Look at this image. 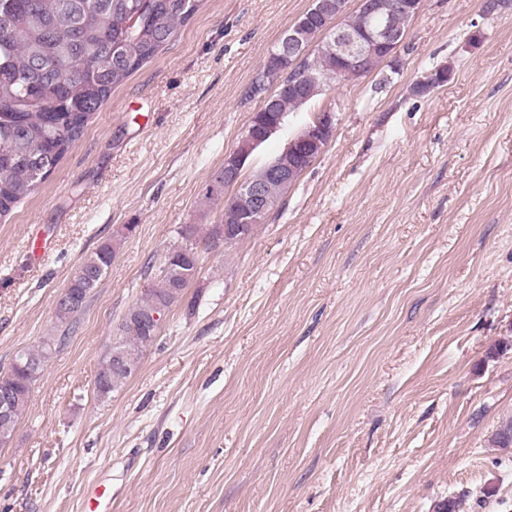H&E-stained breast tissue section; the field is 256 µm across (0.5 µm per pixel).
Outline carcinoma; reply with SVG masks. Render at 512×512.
<instances>
[{"mask_svg": "<svg viewBox=\"0 0 512 512\" xmlns=\"http://www.w3.org/2000/svg\"><path fill=\"white\" fill-rule=\"evenodd\" d=\"M202 0H0V217L10 214L31 196L81 139L90 121L110 96L135 71L178 36ZM336 57L321 48L305 65L332 70ZM273 92L274 115L302 106L288 89V78L275 64L257 73L246 90L255 98ZM204 198L222 204L224 222H236L245 203L224 197V189H207ZM133 230L125 225L116 238L100 244L78 266L68 288L81 302L98 287L112 265L117 247ZM198 256L174 249L165 265L168 273L128 309L118 336L112 339L94 381L98 396L106 397L132 375L112 364V349L123 351L138 367L142 348L157 331L143 319L166 309L187 288L197 269ZM52 352L22 350L6 372H0V390L15 396V420L0 425V443L12 434L26 410L38 376Z\"/></svg>", "mask_w": 512, "mask_h": 512, "instance_id": "1", "label": "carcinoma"}]
</instances>
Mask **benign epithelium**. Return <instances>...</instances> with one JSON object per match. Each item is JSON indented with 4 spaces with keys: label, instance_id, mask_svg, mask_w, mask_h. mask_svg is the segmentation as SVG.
Wrapping results in <instances>:
<instances>
[{
    "label": "benign epithelium",
    "instance_id": "obj_1",
    "mask_svg": "<svg viewBox=\"0 0 512 512\" xmlns=\"http://www.w3.org/2000/svg\"><path fill=\"white\" fill-rule=\"evenodd\" d=\"M421 7L422 0H358L357 9L363 14L365 23L352 29L343 25L344 17L349 13L348 0H310L309 7L282 33L269 57L283 60L287 63L288 74H294L296 66L312 51L308 25L317 20L329 52L336 55L340 65L335 73L315 76L313 80L322 90L335 83L354 82L364 76L367 57L377 52L386 60L395 57L405 39V33L394 24L396 14L402 11L416 15ZM281 121L282 118L276 119L268 112L254 113L242 141L251 148L261 145L280 129ZM332 129V113H320L289 141L283 157L269 165V181L286 183L293 178L305 162H311L321 154ZM246 160L247 153L238 148L224 157V183L235 186L250 202V207L238 219L243 230L262 223L271 211L268 186L241 179Z\"/></svg>",
    "mask_w": 512,
    "mask_h": 512
}]
</instances>
